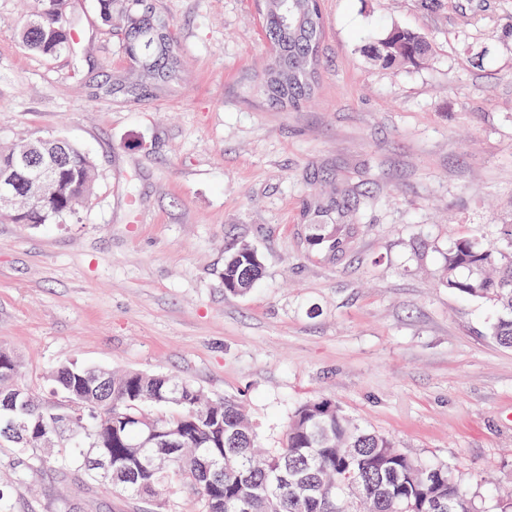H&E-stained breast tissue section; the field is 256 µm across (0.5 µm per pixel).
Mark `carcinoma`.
I'll return each mask as SVG.
<instances>
[{
  "label": "carcinoma",
  "instance_id": "1",
  "mask_svg": "<svg viewBox=\"0 0 512 512\" xmlns=\"http://www.w3.org/2000/svg\"><path fill=\"white\" fill-rule=\"evenodd\" d=\"M323 0H256L272 48L256 92L280 109L296 110L315 94L325 27ZM103 21L118 17L122 48L131 67L112 77V95L139 98L175 80L180 59L171 21L152 0H99ZM74 0H35L18 27L20 41L43 56L68 50L74 38ZM429 45L418 32L395 26L370 46L386 68L416 67ZM30 151L53 169L61 198L21 194L9 209L16 224H60L92 197L95 162L61 139L21 142L0 149V169ZM335 196L305 210L306 243L336 254L358 233L355 224H323L344 217ZM497 241L456 239L448 249L443 280L460 295L495 310L489 336L512 348V224H499ZM262 275L258 252L243 244L224 260L225 290L244 294ZM93 369L58 367L51 380L63 405L30 406L5 419L0 408V448L17 459L54 468L65 481L91 480L136 501L142 512H162L171 489L191 496L198 512H477L456 473L445 464L419 463L397 452L391 440L347 417L336 401H306L292 413L283 443L265 452L245 407L234 399L210 400L194 384L167 374L112 373L107 388L90 380ZM22 380L20 361L0 365V388ZM112 458L104 477L88 455Z\"/></svg>",
  "mask_w": 512,
  "mask_h": 512
}]
</instances>
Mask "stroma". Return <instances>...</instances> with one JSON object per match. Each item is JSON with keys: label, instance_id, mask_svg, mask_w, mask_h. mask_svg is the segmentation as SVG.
Returning a JSON list of instances; mask_svg holds the SVG:
<instances>
[{"label": "stroma", "instance_id": "obj_1", "mask_svg": "<svg viewBox=\"0 0 512 512\" xmlns=\"http://www.w3.org/2000/svg\"><path fill=\"white\" fill-rule=\"evenodd\" d=\"M30 3L0 0V146L64 138L97 174L76 223L0 218V347L25 383L50 404L63 364L168 373L242 402L266 448L332 399L491 512L512 488V348L441 268L453 239L512 224V0H323L319 88L288 111L249 90L269 53L254 0H156L183 68L138 99L112 94L130 62L97 0L53 57L18 39ZM395 25L430 41L422 65L364 52ZM319 190L345 191L359 227L334 257L305 242ZM243 243L264 274L236 295L224 258ZM9 505L136 512L44 467Z\"/></svg>", "mask_w": 512, "mask_h": 512}]
</instances>
